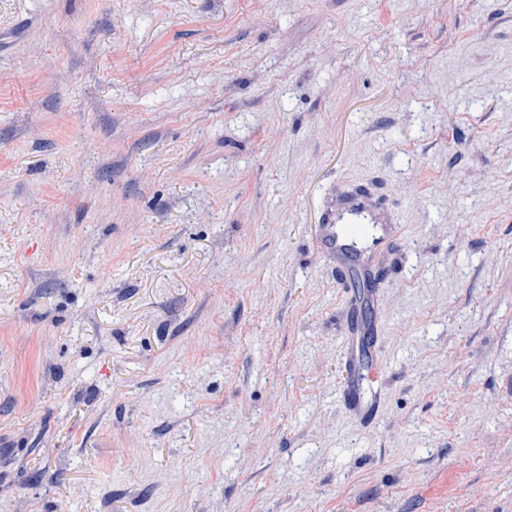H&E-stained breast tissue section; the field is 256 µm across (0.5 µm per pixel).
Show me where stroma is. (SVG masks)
<instances>
[{"label": "stroma", "instance_id": "1", "mask_svg": "<svg viewBox=\"0 0 512 512\" xmlns=\"http://www.w3.org/2000/svg\"><path fill=\"white\" fill-rule=\"evenodd\" d=\"M0 512H512V0H0ZM346 197H348V201L341 213L336 215V224H339L341 217L346 216V214L350 212H359L361 214L367 215L375 224H385L383 223L381 217L375 213L365 194L356 192L346 195Z\"/></svg>", "mask_w": 512, "mask_h": 512}]
</instances>
